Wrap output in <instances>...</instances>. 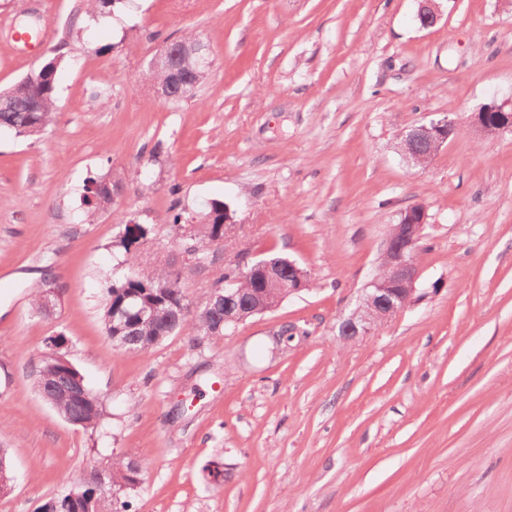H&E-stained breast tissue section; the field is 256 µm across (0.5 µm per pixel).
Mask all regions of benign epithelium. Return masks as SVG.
<instances>
[{"label":"benign epithelium","mask_w":512,"mask_h":512,"mask_svg":"<svg viewBox=\"0 0 512 512\" xmlns=\"http://www.w3.org/2000/svg\"><path fill=\"white\" fill-rule=\"evenodd\" d=\"M417 20L423 29L436 26L441 20V11L437 0H420L417 11ZM159 60L170 66L171 82L154 86L156 94L163 99L172 97L175 88H186L185 73L194 71L200 67H209L210 60L208 47L201 43L187 44L184 42H169L160 52ZM491 112H499L502 118L493 124L488 115ZM472 124L476 130L485 137L496 136L503 132H512V108L506 109L503 104H487L479 111L473 113ZM456 127L455 122L444 116L432 119L411 127L404 135V141L408 144H426L430 153H436L444 143L448 141V130ZM425 218L416 221L412 218H401L400 223L394 225V235L387 238L382 251L387 258V274L376 275L364 288L365 294L359 310L339 325L341 336L346 340H353L359 336L372 333L381 322L391 318L412 299L415 285L420 277L416 254L420 248ZM257 266L266 270L268 280L284 285L288 288V294L297 293L308 284V274L295 261L274 263L262 260ZM43 313L50 315L61 302V291L51 282L42 286ZM125 301H120L117 306V314L120 321L112 328V339L124 341L132 324L143 319L151 313L150 304L144 302L128 311L124 308ZM66 342L65 337L52 335L47 338L46 345L54 353L59 362V368L53 380L42 381L39 385L41 395L49 392H61L67 397L84 400L87 398V387L81 375L74 374L72 364L60 354V350Z\"/></svg>","instance_id":"1"}]
</instances>
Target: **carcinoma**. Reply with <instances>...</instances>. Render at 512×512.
<instances>
[{"label": "carcinoma", "instance_id": "1", "mask_svg": "<svg viewBox=\"0 0 512 512\" xmlns=\"http://www.w3.org/2000/svg\"><path fill=\"white\" fill-rule=\"evenodd\" d=\"M89 12L96 20H106L112 16L117 0H87ZM59 58L45 63L40 80L33 82L25 77L7 90L12 100L11 107L0 112V130L12 132L17 137L36 138L38 134L33 128L47 130L53 123L57 101V73ZM100 181L93 180L86 186L85 204L87 210L84 220H91L97 211L112 205V192L98 191ZM224 204L214 202L207 213L200 219V229L194 233V243L215 242L218 225L224 221ZM140 225L124 226V235L115 244V249L128 257L134 254L130 244L138 241L136 231ZM224 277L240 280L242 296L232 301L233 307L249 312L260 306L264 309L282 301V294L277 288H264L260 278L244 277L235 267H228ZM179 273L165 258H157L154 265L140 270L136 281L118 279L110 281L106 288L105 303L102 310V322L107 336H112V316L116 308L117 298L122 295H145L143 284L176 281ZM155 304L154 316L139 323L127 336L129 350H144V343L154 346L179 330L185 323L188 307L184 289L170 288L162 297L150 298ZM224 307L203 309L196 317L195 329L205 335L224 332L227 326L222 324ZM49 404L59 413L80 422V427L93 429L98 426L103 413L102 402L96 396L87 401H78L61 394L51 395ZM142 480V473L135 467V459L124 457L112 462L108 481L117 488L127 487L133 490ZM95 491L94 485L77 483L66 489L63 494L52 497L38 507L40 512H74V497L89 498Z\"/></svg>", "mask_w": 512, "mask_h": 512}]
</instances>
